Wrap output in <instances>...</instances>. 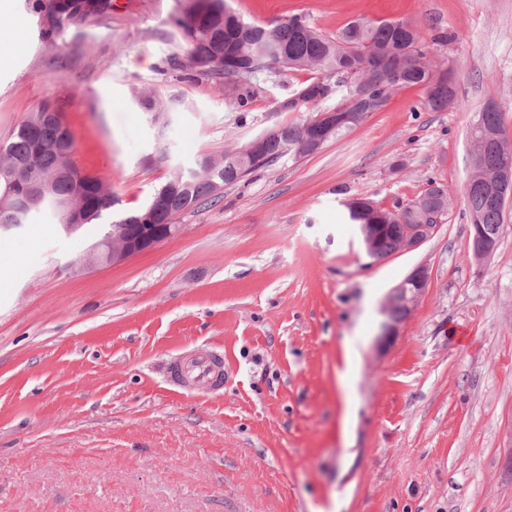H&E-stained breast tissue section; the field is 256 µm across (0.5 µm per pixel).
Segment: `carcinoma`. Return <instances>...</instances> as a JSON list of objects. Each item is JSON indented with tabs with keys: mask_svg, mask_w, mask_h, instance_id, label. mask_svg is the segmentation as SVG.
I'll return each instance as SVG.
<instances>
[{
	"mask_svg": "<svg viewBox=\"0 0 512 512\" xmlns=\"http://www.w3.org/2000/svg\"><path fill=\"white\" fill-rule=\"evenodd\" d=\"M90 12L82 9L86 0H32L34 12L43 15L46 32H60L71 26H79L90 17L109 19L112 17V0H95ZM187 9L172 18L182 45L186 61L195 63L193 69L205 75L224 78V88L235 93V108L246 111L248 96L241 93V85L261 75L279 76L286 72L310 71L315 77L302 86L307 96L296 105L283 104L282 112H309L311 117L277 126V138L269 145L259 161L243 167L240 161L226 152L219 160L224 166V185L239 186L252 172L268 166L287 156H299V145L309 124L317 113L323 111L326 98L320 95L323 84L334 77L342 84L341 101L335 109L340 112H360L364 115L384 106L389 98L401 89L431 83L444 85L452 79V72L442 65H434L427 59L421 47L417 28L406 21L370 22L356 20L340 31L329 34L315 28L302 15L271 20L264 24L244 21L227 4V0H184ZM348 79L359 80L367 85L364 100H352L353 87L344 84ZM135 99L140 107L152 114L167 111L161 92L137 90ZM491 108H482L472 124L471 139L476 144L474 159L479 174V184H484L491 173L507 166L512 168V143L502 126L501 112L496 102ZM56 128L39 124L31 115L22 123L11 139L0 144V168L11 172L9 177H0V207L6 209L24 200L28 194V175L16 170L24 163L46 179L52 180L50 193L41 202L29 203L24 223L41 216L53 218L61 224L65 212L61 207L71 192L69 182L57 176V172L73 163L74 150L66 153L50 148L55 140ZM211 176L201 171L188 178V183L179 186L182 208L195 209L205 201L218 202L212 195ZM444 192L440 187L427 191L413 204L396 206L393 209L378 207L365 198L345 203L349 219L355 224H383L385 231L377 242L384 253L397 250L404 233V225L419 224L425 219V200ZM89 203L87 223L91 224L112 214L118 198L100 192L97 181L89 180L85 188ZM469 223L484 225L488 240L499 235L503 224V204L481 189L465 195ZM144 207L126 212L111 223L114 233L134 228Z\"/></svg>",
	"mask_w": 512,
	"mask_h": 512,
	"instance_id": "obj_1",
	"label": "carcinoma"
}]
</instances>
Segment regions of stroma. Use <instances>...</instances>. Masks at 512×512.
Returning a JSON list of instances; mask_svg holds the SVG:
<instances>
[{
  "label": "stroma",
  "mask_w": 512,
  "mask_h": 512,
  "mask_svg": "<svg viewBox=\"0 0 512 512\" xmlns=\"http://www.w3.org/2000/svg\"><path fill=\"white\" fill-rule=\"evenodd\" d=\"M230 5L248 22L303 14L329 33L408 21L451 69L455 103L434 112L423 87L402 89L318 153L176 216V235L116 266H75L103 219L70 236L51 220L0 233V512H512V201L481 264L464 198L484 102L512 139V0ZM176 8L120 0L83 36L42 39L14 0L0 15V143L58 109L117 217L172 167L302 120L278 105L310 72L252 79L240 116L223 83L183 68ZM136 87L162 90L167 123H150ZM435 186L450 199L438 232L369 258L345 201L390 209ZM419 266L427 287L378 348L381 306ZM211 351L224 355L223 390L173 392L170 359Z\"/></svg>",
  "instance_id": "stroma-1"
}]
</instances>
